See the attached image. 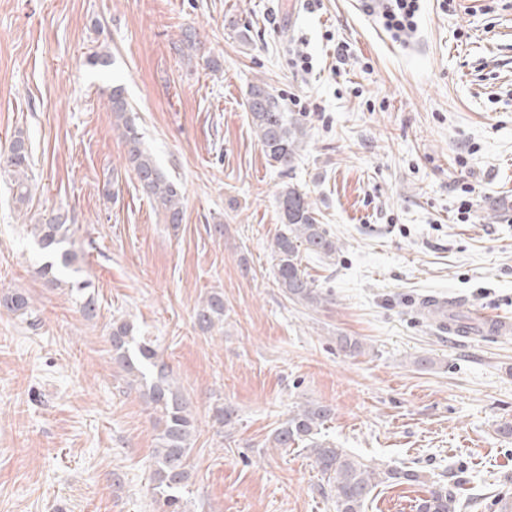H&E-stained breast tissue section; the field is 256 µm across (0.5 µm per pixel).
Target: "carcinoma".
Masks as SVG:
<instances>
[{"label": "carcinoma", "mask_w": 512, "mask_h": 512, "mask_svg": "<svg viewBox=\"0 0 512 512\" xmlns=\"http://www.w3.org/2000/svg\"><path fill=\"white\" fill-rule=\"evenodd\" d=\"M109 102L115 127L126 146L128 166L142 190L163 210L166 222L173 230H178L183 220L181 186L165 175L153 155L144 148L142 134L128 116L130 105L120 88H112ZM247 106L267 161L282 173H289L294 169L304 137L302 127L288 120L282 99L263 83L251 85ZM7 166L20 189V198H26L31 162L24 137L18 135L10 143ZM276 203L282 224L272 246L277 286L290 301L317 308L327 302V297L302 269V255L332 257L337 251L336 239L315 216L307 195L293 184L283 185ZM29 228L40 249L55 257L41 265L39 274L54 286L62 285V271L73 268L76 260V254L66 247L70 232L67 217L52 211ZM0 308L21 316L31 315L30 298L17 288L0 294ZM195 318L204 332L221 325L224 294L213 291L204 297L195 310ZM111 336L113 362L139 385L147 404L158 414L155 422L158 447L151 464L154 490L163 500L166 512H184L182 494L192 476L190 454L195 419L153 340L135 335L133 325L121 318L112 322ZM336 342L340 350L350 356L364 351L362 341L354 336H338ZM331 415L332 409L319 403L299 406L275 431L272 443L275 448L304 445L324 478L320 494L336 504V512H365L373 491L382 484L420 482L416 470L374 467L320 439ZM212 417L221 427L230 428L237 421L235 408L222 403L213 407ZM419 512H455L453 493L445 486L429 489L419 504Z\"/></svg>", "instance_id": "cac0c4a2"}]
</instances>
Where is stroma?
I'll list each match as a JSON object with an SVG mask.
<instances>
[{"label": "stroma", "instance_id": "obj_1", "mask_svg": "<svg viewBox=\"0 0 512 512\" xmlns=\"http://www.w3.org/2000/svg\"><path fill=\"white\" fill-rule=\"evenodd\" d=\"M257 83L307 131L289 174L252 128ZM116 86L182 187L179 229L126 163ZM20 133L32 190L19 200L0 171V293L25 291L38 326L0 309V512H163L154 417L112 363L118 317L155 341L196 420L188 512H335L306 452L269 445L307 402L332 408L340 447L421 474L368 512H418L438 482L456 512L512 499V335L483 322L512 318V0H416L402 32L359 0H0V151ZM287 182L339 247L303 260L330 296L316 309L275 281ZM51 210L92 316L38 273L25 227ZM214 289L224 325L205 333L194 310ZM429 296L470 333L440 331ZM344 335L365 353L344 355ZM220 401L232 429L213 423Z\"/></svg>", "mask_w": 512, "mask_h": 512}]
</instances>
